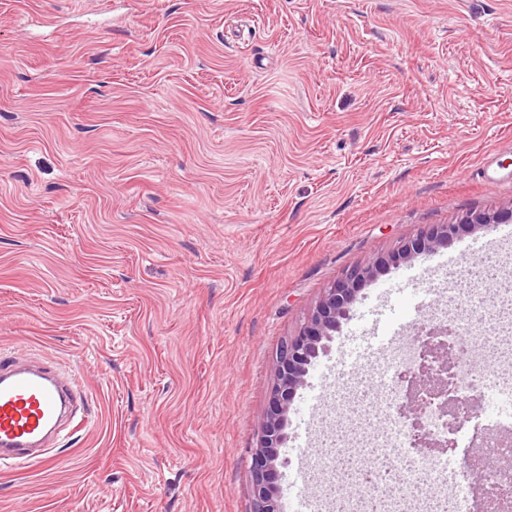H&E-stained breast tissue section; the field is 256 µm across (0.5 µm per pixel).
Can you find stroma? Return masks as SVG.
Listing matches in <instances>:
<instances>
[{
	"label": "stroma",
	"instance_id": "stroma-1",
	"mask_svg": "<svg viewBox=\"0 0 512 512\" xmlns=\"http://www.w3.org/2000/svg\"><path fill=\"white\" fill-rule=\"evenodd\" d=\"M494 166L499 180L487 179ZM512 204V0H0V348L86 401L54 468L0 471V512H250L278 346L347 268ZM459 266L512 264L478 233ZM367 284L300 389L285 479L347 429ZM446 276L412 312L482 305Z\"/></svg>",
	"mask_w": 512,
	"mask_h": 512
}]
</instances>
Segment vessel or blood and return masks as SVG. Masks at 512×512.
<instances>
[{"label": "vessel or blood", "mask_w": 512, "mask_h": 512, "mask_svg": "<svg viewBox=\"0 0 512 512\" xmlns=\"http://www.w3.org/2000/svg\"><path fill=\"white\" fill-rule=\"evenodd\" d=\"M80 392L44 361L0 354V467L37 463L51 468L49 443L73 421Z\"/></svg>", "instance_id": "obj_1"}]
</instances>
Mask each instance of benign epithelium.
<instances>
[{"label": "benign epithelium", "instance_id": "benign-epithelium-1", "mask_svg": "<svg viewBox=\"0 0 512 512\" xmlns=\"http://www.w3.org/2000/svg\"><path fill=\"white\" fill-rule=\"evenodd\" d=\"M511 223L512 205L492 213L471 211L452 224L430 225L416 236L400 242L391 251L374 255L346 269L324 289L298 333L282 342L276 353L275 376L269 390L266 416L256 447L252 449L251 512H281L279 448L285 438L288 413L297 391L306 385L310 367L325 351L326 341L332 338L342 320L349 315L361 287L394 263L432 253L466 233L487 231L495 224ZM450 331L447 322L432 327L422 325L413 336L420 350V363L410 381L422 385L432 382L440 395L447 394L446 374L456 358V351L442 341V337L449 335ZM422 409L423 404L409 393L400 402L397 412L417 431L421 428ZM451 449L453 440L449 437L432 439L419 434L414 440V450L425 457Z\"/></svg>", "mask_w": 512, "mask_h": 512}]
</instances>
